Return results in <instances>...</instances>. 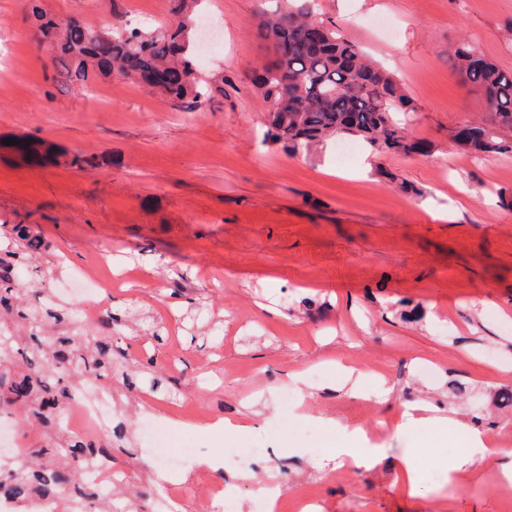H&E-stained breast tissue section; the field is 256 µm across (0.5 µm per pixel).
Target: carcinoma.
I'll return each instance as SVG.
<instances>
[{
	"label": "carcinoma",
	"mask_w": 512,
	"mask_h": 512,
	"mask_svg": "<svg viewBox=\"0 0 512 512\" xmlns=\"http://www.w3.org/2000/svg\"><path fill=\"white\" fill-rule=\"evenodd\" d=\"M196 0H170L171 19L145 32L113 27L91 30L71 17L64 24L35 10L39 43L62 65L60 75L86 82L115 70L167 96L177 106L196 104L222 91L200 76L190 49ZM262 7L256 36L275 49V59L255 74L267 104L268 137L292 150L309 149L334 136L362 138L375 153L424 154L429 144L412 137L399 112H412L404 86L358 44L323 26L313 31V0H271ZM450 67L461 85L491 105L479 120L454 135L475 157L512 152V70L460 41ZM15 283V263L0 258V408L21 409L20 423L58 425L75 394L112 382V336L73 319L70 309L44 308L38 291ZM100 441L69 433L21 455L0 472V500L17 508L32 502L41 512H112V489L87 481L90 461L102 458Z\"/></svg>",
	"instance_id": "cac0c4a2"
}]
</instances>
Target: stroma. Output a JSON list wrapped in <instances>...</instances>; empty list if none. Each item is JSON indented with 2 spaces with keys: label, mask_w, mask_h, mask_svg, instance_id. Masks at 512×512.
Listing matches in <instances>:
<instances>
[{
  "label": "stroma",
  "mask_w": 512,
  "mask_h": 512,
  "mask_svg": "<svg viewBox=\"0 0 512 512\" xmlns=\"http://www.w3.org/2000/svg\"><path fill=\"white\" fill-rule=\"evenodd\" d=\"M326 25L391 68L416 113L424 155L377 154L348 137L288 152L266 141V109L252 86L264 58L254 36L260 0H205L221 40L197 56L224 78L223 93L173 106L117 74L85 83L59 75L40 48L26 0H0V250L21 233L39 254L18 282L44 276L51 301L76 316L112 312V345L163 370L169 393L140 376L113 378L95 396L112 404V472L140 494L135 512H223L200 485L194 460L170 468L141 433L184 405L250 433L309 413L322 424L283 432L268 460L213 473L252 512L261 483H276L280 512L310 493L314 512H500V499L442 489L447 449L427 436H387L377 464L336 480L328 438L338 426L395 420L402 405L448 403V382L512 386V153L481 160L450 138L482 100L448 66L460 39L512 70V0H318ZM93 30L168 22L169 0H37ZM29 150H21L19 142ZM84 168L71 164L73 155ZM415 193L403 190V183ZM436 369L425 378L423 365ZM377 375L373 403L343 387L346 369ZM318 376L304 387L292 373ZM301 394L290 413L283 389ZM0 465L45 442L43 429L0 414ZM418 490L401 479L406 449Z\"/></svg>",
  "instance_id": "35a3bbf8"
}]
</instances>
